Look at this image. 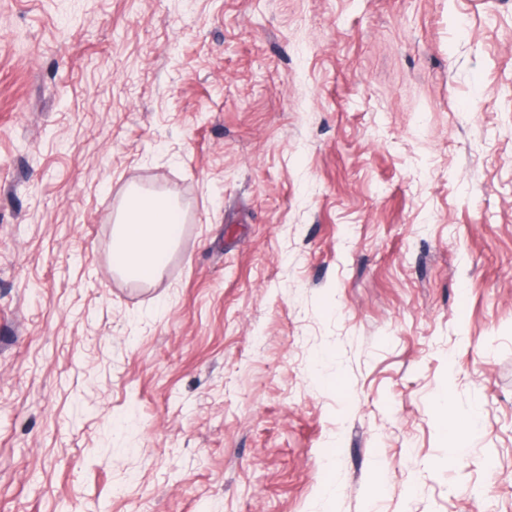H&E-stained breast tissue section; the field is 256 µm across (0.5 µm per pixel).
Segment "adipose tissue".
<instances>
[{
  "label": "adipose tissue",
  "instance_id": "obj_1",
  "mask_svg": "<svg viewBox=\"0 0 512 512\" xmlns=\"http://www.w3.org/2000/svg\"><path fill=\"white\" fill-rule=\"evenodd\" d=\"M179 216L171 200L129 193L115 219L112 264L138 281L154 278L178 242Z\"/></svg>",
  "mask_w": 512,
  "mask_h": 512
}]
</instances>
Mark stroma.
Listing matches in <instances>:
<instances>
[{
	"label": "stroma",
	"mask_w": 512,
	"mask_h": 512,
	"mask_svg": "<svg viewBox=\"0 0 512 512\" xmlns=\"http://www.w3.org/2000/svg\"><path fill=\"white\" fill-rule=\"evenodd\" d=\"M0 512H512V0H0ZM179 216L171 200L130 192L115 219L112 264L121 275L148 281L178 242Z\"/></svg>",
	"instance_id": "1"
}]
</instances>
